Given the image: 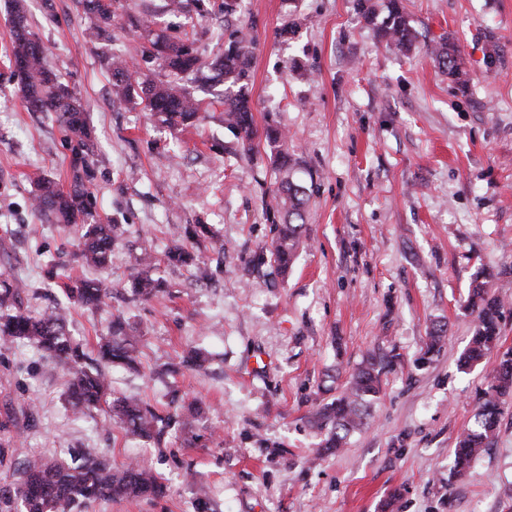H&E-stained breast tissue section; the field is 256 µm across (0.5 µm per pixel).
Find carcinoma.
I'll use <instances>...</instances> for the list:
<instances>
[{"instance_id": "1", "label": "carcinoma", "mask_w": 512, "mask_h": 512, "mask_svg": "<svg viewBox=\"0 0 512 512\" xmlns=\"http://www.w3.org/2000/svg\"><path fill=\"white\" fill-rule=\"evenodd\" d=\"M77 3L89 41L107 37L114 21L112 0H77ZM359 6L364 19L375 25L381 38L399 49H411L417 33L400 0H387V16L379 24L376 10L368 0H360ZM9 37L10 61L24 71L18 89L27 110L56 113L71 151L69 188L64 191L49 179L37 180L33 210L57 224L75 226L79 235V262L88 269L101 271L111 260L112 242L119 225L102 219L90 190L105 159L95 153L87 110L81 99L59 80L47 49L29 29L23 0L13 2ZM252 46V39L232 35L224 47V55L206 63L180 41L150 39L141 46V56L161 61L166 72L164 80L148 75L142 80L132 77L131 60L124 56L106 57L105 66L112 76L115 99L153 113L169 127L199 119L200 101L179 84L183 76L191 77L199 85L223 82L227 90L224 124L235 132L242 155L251 158L256 153L257 136L250 106ZM431 54L449 74L457 78L463 75L458 50L450 40H442ZM263 136L271 151L273 167L281 175L274 202L282 221L275 225L276 235L267 252L277 270L285 272L305 242L308 194L304 186L292 179L297 161L284 149L286 134L269 122ZM209 234L206 224L177 230L172 234L165 261L192 266L201 276H207L201 246ZM156 265L151 254L140 255L128 277L133 296L149 300L162 290V282L154 276ZM24 293L25 288L17 281H0V347L15 343L27 345L59 365L69 378L68 394L75 412L84 414L102 409L109 423L124 434L156 443L161 442L171 427H192L200 415L194 405L160 414L139 399L112 393L110 370L114 367L134 370L139 365L138 339L125 321L112 320L108 335L100 337L93 350L86 351L70 336L67 308L59 306L38 315L22 312L19 305ZM64 294L70 304L96 308L102 303L106 288L103 281L86 278L65 286ZM466 309L476 315V323L470 346L459 365L470 369L491 354L500 339L501 304L489 294L481 273L471 281ZM395 360L394 355H370L351 375L340 396L318 406L312 424L321 435L320 453L338 450L351 434L367 425L369 406L379 393L381 376L393 368ZM507 396L512 397V350L499 357L487 376L474 422L456 437L453 475H463L495 439L502 403ZM162 491L163 486L150 466L135 462L117 471L112 468L107 451L85 448L70 463L24 459L19 478L0 486V512H78L97 501L151 498Z\"/></svg>"}]
</instances>
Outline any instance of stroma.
<instances>
[{
	"label": "stroma",
	"instance_id": "stroma-1",
	"mask_svg": "<svg viewBox=\"0 0 512 512\" xmlns=\"http://www.w3.org/2000/svg\"><path fill=\"white\" fill-rule=\"evenodd\" d=\"M116 0L110 40L89 42L75 0H25L28 24L62 81L88 106L95 149L107 158L92 190L121 239L100 278L98 310L74 307L69 329L95 347L112 316L139 338L141 366L111 369L116 395L159 413L194 402L201 417L162 444L128 438L101 411L75 415L62 370L27 346L0 349V422L23 455L65 458L106 448L114 467L148 462L163 495L93 503L87 512H196L198 487L213 512H512V398L497 437L454 477L457 435L474 420L488 356L458 367L475 316L473 275L486 270L503 304L499 352L512 349V0H403L418 32L408 51L379 42L357 0ZM152 30L189 37L214 59L230 32L255 41L256 126L274 120L310 195L307 246L288 274L261 257L272 233L275 174L266 145L236 152L224 125L223 85L195 88L200 121L172 131L112 98L103 57L129 55ZM296 20L294 35L278 29ZM11 0H0V275L25 283L24 309L64 301L65 278L88 276L78 238L30 206L38 178L66 187L71 154L55 113L25 107L9 62ZM455 42L464 79L429 50ZM206 224L212 281L162 257L172 228ZM159 257L163 290L147 301L124 289L136 257ZM448 326L426 353L432 324ZM201 350L202 370H155ZM395 352L367 425L345 448L315 460L307 419L340 394L368 352Z\"/></svg>",
	"mask_w": 512,
	"mask_h": 512
}]
</instances>
